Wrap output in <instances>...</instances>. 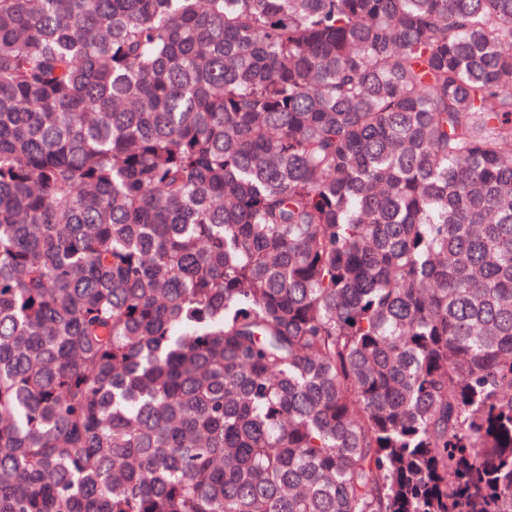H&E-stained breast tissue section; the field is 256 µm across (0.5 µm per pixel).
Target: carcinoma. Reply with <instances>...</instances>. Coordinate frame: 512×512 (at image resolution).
Here are the masks:
<instances>
[{
	"mask_svg": "<svg viewBox=\"0 0 512 512\" xmlns=\"http://www.w3.org/2000/svg\"><path fill=\"white\" fill-rule=\"evenodd\" d=\"M0 512H512V0H0Z\"/></svg>",
	"mask_w": 512,
	"mask_h": 512,
	"instance_id": "obj_1",
	"label": "carcinoma"
}]
</instances>
